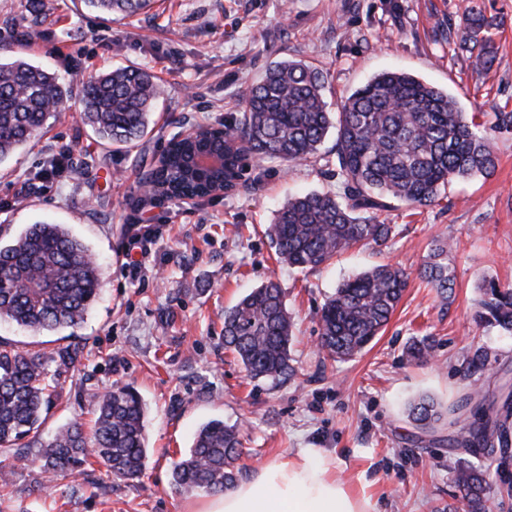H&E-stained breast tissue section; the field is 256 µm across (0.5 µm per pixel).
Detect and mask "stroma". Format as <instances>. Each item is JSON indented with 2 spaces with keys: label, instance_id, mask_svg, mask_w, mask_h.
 Returning a JSON list of instances; mask_svg holds the SVG:
<instances>
[{
  "label": "stroma",
  "instance_id": "35a3bbf8",
  "mask_svg": "<svg viewBox=\"0 0 512 512\" xmlns=\"http://www.w3.org/2000/svg\"><path fill=\"white\" fill-rule=\"evenodd\" d=\"M25 3L0 0V45L65 84L134 64L152 71L163 93L152 132L133 148L99 141L74 95L0 160V242L37 222L64 225L90 247L102 280L81 324L35 334L0 320V339L49 355L68 344L83 350L74 366L49 368L63 404L48 413L42 438L73 420L90 423L91 395L130 385L146 405L149 453L136 479L96 464L54 477L37 459L39 441L31 442L8 460L0 512H199L205 494L175 491L171 462L212 419L240 429L237 479L299 449L322 448L380 512H463L460 455L448 447L455 415L424 432L406 407L429 395L449 408L467 391L512 384V335L474 321L485 279L512 284V133L493 141V175L453 184L429 207L394 203L380 215L395 225L392 239L314 271L280 264L265 228L288 197L335 190L334 136L302 164L246 162L242 189L227 196L164 200L137 214L129 201L141 194L142 159L159 157L172 137L198 125L239 117L240 90L287 56L323 69L331 106L381 72L405 71L456 95L465 111H511L512 0H481L497 48L492 69L481 73L458 29L465 0H153L125 19L91 13L82 0H42L35 24ZM440 21L449 39L437 36ZM64 147L66 173L44 180L46 158ZM138 216L158 231L143 255L131 252L127 234ZM442 240L452 245L456 275L446 301L418 276ZM134 260L141 272L131 269ZM387 263L410 275L390 321L356 357L330 359L320 348L318 310L343 280ZM270 277L296 323L293 370L253 380L224 348V312ZM426 336L435 342L432 358L408 362L407 347ZM479 349L488 358L470 368Z\"/></svg>",
  "mask_w": 512,
  "mask_h": 512
}]
</instances>
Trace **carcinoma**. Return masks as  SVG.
Wrapping results in <instances>:
<instances>
[{"label": "carcinoma", "mask_w": 512, "mask_h": 512, "mask_svg": "<svg viewBox=\"0 0 512 512\" xmlns=\"http://www.w3.org/2000/svg\"><path fill=\"white\" fill-rule=\"evenodd\" d=\"M92 12L129 17L148 0H83ZM459 28L480 46L474 68L488 71L496 55L492 24L477 0H468ZM325 76L302 60L270 66L263 78L240 96L241 118L229 124L203 125L193 137L172 138L157 161L144 171L152 198L192 194L211 198L238 184L245 161L275 159L284 166L317 157L329 129H336V179L342 195L313 191L288 198L265 234L278 260L291 268L316 269L354 246L383 245L394 226L379 220L387 200L409 207L431 206L446 187L474 175L493 174V139L512 131V112L479 115L462 110L457 97L403 71L383 72L328 110ZM162 93L146 68L127 66L80 82L83 123L116 146L134 144L147 134ZM71 88L57 77L0 48V160L25 146L46 119L61 112ZM224 152V171L189 163L199 152ZM446 242L435 245L420 278L448 300L455 286ZM101 273L91 250L61 224H31L13 242L0 246V319L34 333L55 332L84 321L100 294ZM408 283L405 270L380 264L342 282L320 309V345L330 357L350 358L383 330ZM480 326L512 334V285L483 281L474 314ZM294 320L277 282L267 280L224 312V348L252 379L292 372L290 345ZM426 337L407 348L411 360L431 356ZM64 346L53 356L21 351L0 340V452L25 438L39 436L49 410L59 399L48 359L61 366L80 356ZM506 388L463 395L451 411L470 413L469 423L449 446L478 455L498 450L493 469L459 465L456 482L467 512H491L486 498L490 475L499 479L497 495L512 498V405ZM96 414L91 433L71 422L41 443L45 471L63 474L88 459L118 479L142 475L147 460L146 408L131 386L92 397ZM408 418L428 431L443 419L434 399L421 397L408 406ZM241 446L239 430L221 419L203 424L193 443L171 464L177 491L219 495L234 479L231 466Z\"/></svg>", "instance_id": "1"}]
</instances>
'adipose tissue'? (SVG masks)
<instances>
[{
	"instance_id": "1",
	"label": "adipose tissue",
	"mask_w": 512,
	"mask_h": 512,
	"mask_svg": "<svg viewBox=\"0 0 512 512\" xmlns=\"http://www.w3.org/2000/svg\"><path fill=\"white\" fill-rule=\"evenodd\" d=\"M203 512H379L367 493H353L336 476V461L320 448L277 459L237 482Z\"/></svg>"
}]
</instances>
